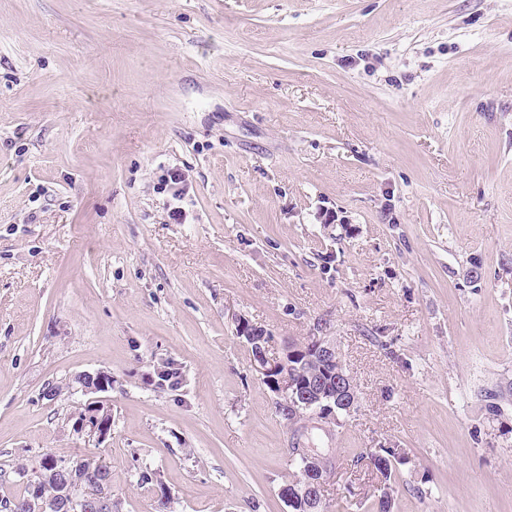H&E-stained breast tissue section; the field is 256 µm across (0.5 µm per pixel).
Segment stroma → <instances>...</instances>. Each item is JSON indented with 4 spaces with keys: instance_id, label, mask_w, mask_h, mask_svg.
Wrapping results in <instances>:
<instances>
[{
    "instance_id": "obj_1",
    "label": "stroma",
    "mask_w": 512,
    "mask_h": 512,
    "mask_svg": "<svg viewBox=\"0 0 512 512\" xmlns=\"http://www.w3.org/2000/svg\"><path fill=\"white\" fill-rule=\"evenodd\" d=\"M242 320L353 380L328 512L391 446L393 512H512V0H0V496L99 453L112 512H290ZM73 384V391L86 397L81 404L83 413L81 410L73 416L82 414L72 422L73 433L92 441L97 448L106 447L112 439V412L104 394L112 391V375L101 370L85 371L74 377Z\"/></svg>"
}]
</instances>
